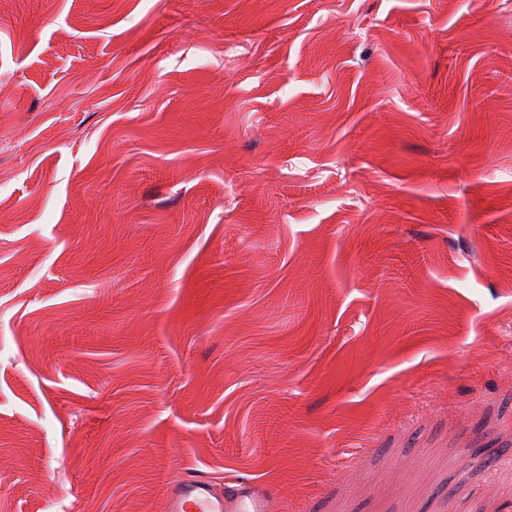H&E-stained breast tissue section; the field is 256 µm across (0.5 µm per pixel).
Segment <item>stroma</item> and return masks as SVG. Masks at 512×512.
I'll return each instance as SVG.
<instances>
[{
  "mask_svg": "<svg viewBox=\"0 0 512 512\" xmlns=\"http://www.w3.org/2000/svg\"><path fill=\"white\" fill-rule=\"evenodd\" d=\"M186 474L512 512V0H0V512Z\"/></svg>",
  "mask_w": 512,
  "mask_h": 512,
  "instance_id": "1",
  "label": "stroma"
}]
</instances>
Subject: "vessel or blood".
<instances>
[{
  "mask_svg": "<svg viewBox=\"0 0 512 512\" xmlns=\"http://www.w3.org/2000/svg\"><path fill=\"white\" fill-rule=\"evenodd\" d=\"M270 493L248 479L217 491L208 477L189 475L176 482L164 512H271Z\"/></svg>",
  "mask_w": 512,
  "mask_h": 512,
  "instance_id": "b4317fda",
  "label": "vessel or blood"
}]
</instances>
